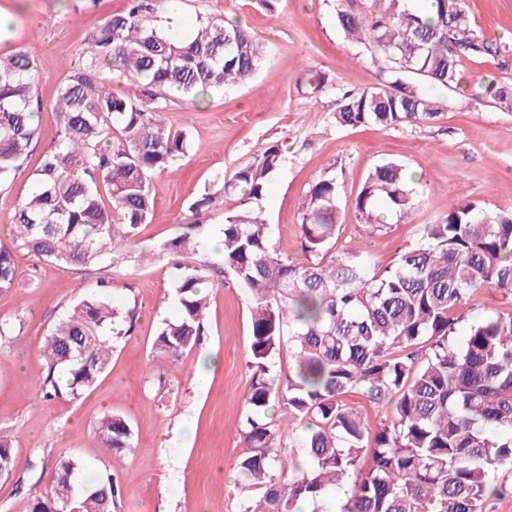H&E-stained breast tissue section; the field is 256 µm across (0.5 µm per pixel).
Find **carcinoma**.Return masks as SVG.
I'll return each instance as SVG.
<instances>
[{
  "label": "carcinoma",
  "instance_id": "obj_1",
  "mask_svg": "<svg viewBox=\"0 0 512 512\" xmlns=\"http://www.w3.org/2000/svg\"><path fill=\"white\" fill-rule=\"evenodd\" d=\"M89 39L85 55L57 91L51 115L55 145L33 172V189L0 235V291L17 280L13 254L87 268L137 244L152 213L151 176L175 169L186 135L165 124L168 94L195 107L213 89L252 78L264 55L256 37L225 16H199L188 36L155 24L164 0H127ZM427 16L405 0H340L336 20L348 39L369 40L382 53L386 82L343 91L332 118L340 127L418 126L440 115L435 101L405 83L409 74L454 88L462 62L497 57L509 47L487 40L464 3L429 0ZM35 50L0 57V183L28 156L42 113ZM136 77L133 92L112 84ZM487 94L512 111V85ZM120 137L112 138V127ZM285 156L269 144L223 182L240 205L225 214L224 274L252 298L251 371L240 418L245 452L236 463L239 512H327L323 498L344 497L337 512H490L488 500L512 490L499 478L512 470V210L488 213L453 200L434 224L416 225V240L388 266L365 249H336L343 183L334 172L309 186L299 224L305 259L284 254L258 202ZM412 177L396 162L376 165L355 199L359 223L374 231L385 217L412 215ZM216 196L188 205L192 222L163 243L175 273L179 314L152 344L161 369L179 362L204 334L207 275L189 261L195 231ZM66 311L45 337L48 373L43 398L76 396L108 368L122 316L111 285ZM485 288L501 293L502 309L474 320L451 340L470 299ZM288 348V375L275 358ZM387 408L376 428L358 399ZM288 434L289 448L282 444ZM101 447H132L120 415L97 427ZM16 464L12 440L0 431V478ZM81 467L59 459L50 494L30 512L69 504L78 512H114L116 479L79 482Z\"/></svg>",
  "mask_w": 512,
  "mask_h": 512
}]
</instances>
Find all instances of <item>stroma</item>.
I'll list each match as a JSON object with an SVG mask.
<instances>
[{
  "label": "stroma",
  "instance_id": "stroma-1",
  "mask_svg": "<svg viewBox=\"0 0 512 512\" xmlns=\"http://www.w3.org/2000/svg\"><path fill=\"white\" fill-rule=\"evenodd\" d=\"M472 24L490 41L512 44V0H465ZM337 0H281L276 12L256 0H183L181 24L196 16L225 14L248 26L265 55L249 81L213 91L201 109L173 104L165 120L183 131L189 149L177 173L153 175L154 209L140 229L137 247L106 256L89 269L14 254L17 282L0 291V431L8 433L17 467L0 479V512H27L48 492L60 456L78 457L83 472H112L119 481L117 512H237L229 494L234 465L245 445L239 434L250 381L248 293L225 278L221 254L202 246L197 262L214 266L202 343L173 369L151 367V347L173 301L174 271L159 246L179 231L188 204L215 192L224 177L251 162L267 144H281L285 162L273 176L261 206L281 251L302 258L300 213L312 180L330 170L343 173L337 248L369 245L380 265L391 264L413 243V227L430 224L450 200L478 203L487 212L512 208V112L486 96L490 83L512 84V51L481 57L461 67L457 89L413 77L435 99L440 115L416 127L339 128L331 114L336 91H359L383 80L372 44L345 40L336 22ZM126 0H0V53L37 47L35 65L42 107L53 105L71 64L82 58L90 35L106 18L125 10ZM325 81L311 91L308 77ZM57 140L43 118L30 153L13 181L0 185V226L32 186L40 155ZM384 160L405 164L415 175L418 206L411 217H389L383 233L358 223L354 201L368 171ZM109 280L113 304L134 313L130 333L119 337L112 362L80 396L43 399L44 339L73 304ZM221 358L201 368L204 354ZM124 417L133 445L113 453L102 448L97 426L108 414Z\"/></svg>",
  "mask_w": 512,
  "mask_h": 512
}]
</instances>
